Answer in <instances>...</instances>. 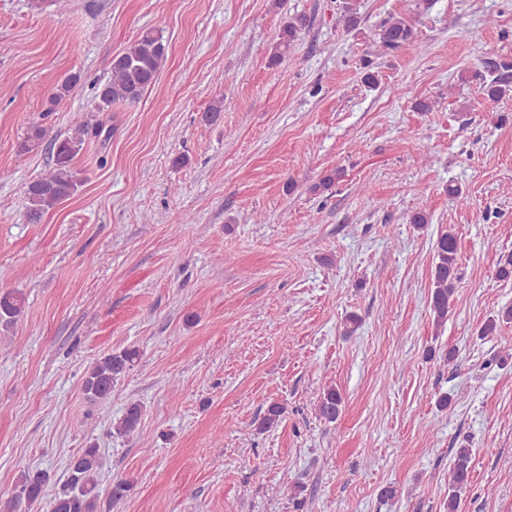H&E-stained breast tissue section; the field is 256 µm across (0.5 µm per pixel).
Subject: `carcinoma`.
Instances as JSON below:
<instances>
[{
	"instance_id": "1",
	"label": "carcinoma",
	"mask_w": 512,
	"mask_h": 512,
	"mask_svg": "<svg viewBox=\"0 0 512 512\" xmlns=\"http://www.w3.org/2000/svg\"><path fill=\"white\" fill-rule=\"evenodd\" d=\"M308 26L306 16L300 14L289 18L282 27L270 58L273 66L280 64L302 30ZM379 47L396 50L414 42L412 23L403 17H390L380 26L377 33ZM168 58V46L163 37L154 30H146L125 52L112 59V78L99 90L98 109L107 112L112 105L139 102L144 92L157 79ZM472 78L482 82L487 96L497 100L512 92V60H492L485 63L483 70L472 73ZM80 80V75L72 74L57 84L47 96L49 107L54 111ZM97 132L85 124H80L74 133L65 138L51 140L54 167L43 177L26 186L28 200L27 220L41 222L44 214L77 189L79 179L73 168V160L81 150L86 137ZM47 136L41 125H32L19 146L25 153L38 149ZM343 171H327L312 190L327 192L342 177ZM459 257L458 239L454 231L446 230L435 243V261L432 267L431 309L436 323H443L453 303L454 272ZM25 300L18 291L0 293V327L11 328L22 316ZM139 360V350L125 348L111 353L96 362L88 371L83 382L86 398L93 402H105L112 396V388L117 381L133 369ZM343 398L334 387L325 389L316 405L319 416L334 422L340 415ZM284 407L272 403L258 424V430L266 431L278 424ZM142 418V407L138 403L129 404L114 429L121 436H131L138 431ZM473 450L464 446L455 450L450 465L448 481V512H457L461 495L466 491L471 476ZM100 457L99 449L90 447L71 458L67 464L65 489L50 499V512H99L100 508ZM48 476L41 470L27 469L20 475L17 492L9 500L0 503V512H18L22 504L32 505L47 495ZM133 484L119 480L108 492L109 504L126 498Z\"/></svg>"
}]
</instances>
